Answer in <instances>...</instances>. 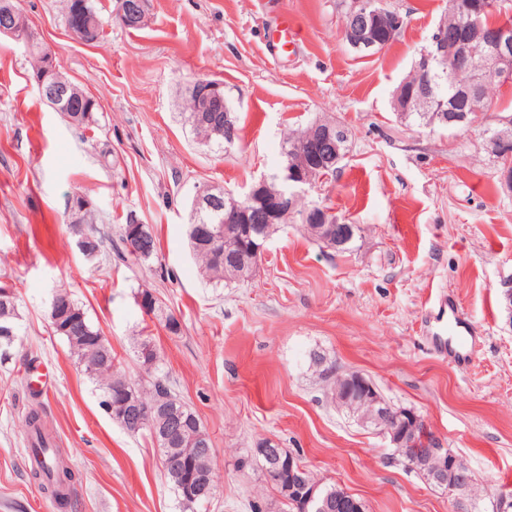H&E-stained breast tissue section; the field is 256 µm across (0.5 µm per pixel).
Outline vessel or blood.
Segmentation results:
<instances>
[{"label": "vessel or blood", "mask_w": 512, "mask_h": 512, "mask_svg": "<svg viewBox=\"0 0 512 512\" xmlns=\"http://www.w3.org/2000/svg\"><path fill=\"white\" fill-rule=\"evenodd\" d=\"M433 305L437 307L440 317L426 330L431 350L449 358L459 368H469L481 346L480 337L475 336L454 303L438 296Z\"/></svg>", "instance_id": "obj_1"}]
</instances>
